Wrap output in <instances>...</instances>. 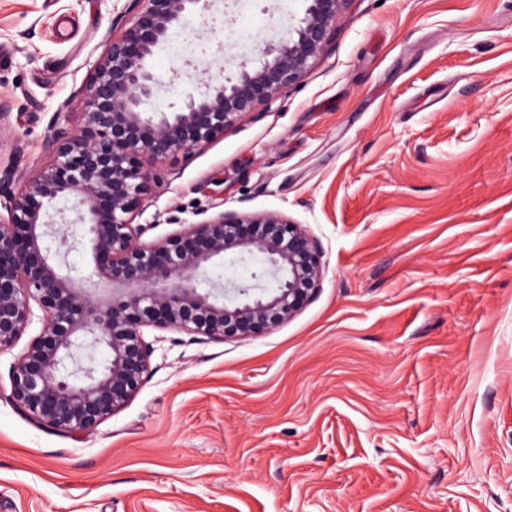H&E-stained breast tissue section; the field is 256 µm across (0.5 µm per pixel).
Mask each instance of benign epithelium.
<instances>
[{
    "instance_id": "benign-epithelium-1",
    "label": "benign epithelium",
    "mask_w": 512,
    "mask_h": 512,
    "mask_svg": "<svg viewBox=\"0 0 512 512\" xmlns=\"http://www.w3.org/2000/svg\"><path fill=\"white\" fill-rule=\"evenodd\" d=\"M348 0H308L287 35L257 46L266 61L236 63L196 78L172 112H145L167 82L147 61L187 18L215 0H129L81 88L71 127H56L50 156L0 202V352L24 336L32 305L43 330L15 361L10 398L32 421L69 434L94 431L123 409L148 373L144 329L211 340L246 339L294 318L319 292L321 247L277 211L221 210L169 236L145 242L137 207L153 191L157 166L224 136L241 118L287 94L330 43ZM84 226L93 269H67L70 222ZM59 241L50 254L45 242ZM232 253L261 258L251 280L214 281L209 269ZM104 353L101 360L85 351Z\"/></svg>"
}]
</instances>
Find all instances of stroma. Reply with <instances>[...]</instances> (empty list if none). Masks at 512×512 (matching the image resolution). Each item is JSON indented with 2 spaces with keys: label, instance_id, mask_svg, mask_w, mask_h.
<instances>
[{
  "label": "stroma",
  "instance_id": "stroma-1",
  "mask_svg": "<svg viewBox=\"0 0 512 512\" xmlns=\"http://www.w3.org/2000/svg\"><path fill=\"white\" fill-rule=\"evenodd\" d=\"M127 0H0V164L48 155ZM306 0L190 17L176 44L287 31ZM277 211L320 243L318 295L243 340L145 329L150 371L96 430L9 398L0 512H512V0H349L288 96L164 163L138 209Z\"/></svg>",
  "mask_w": 512,
  "mask_h": 512
}]
</instances>
